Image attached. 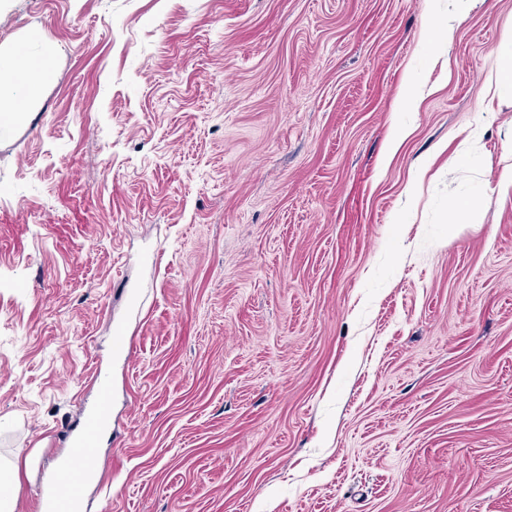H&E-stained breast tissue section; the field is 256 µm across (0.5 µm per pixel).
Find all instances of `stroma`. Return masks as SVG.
Wrapping results in <instances>:
<instances>
[{
    "label": "stroma",
    "mask_w": 512,
    "mask_h": 512,
    "mask_svg": "<svg viewBox=\"0 0 512 512\" xmlns=\"http://www.w3.org/2000/svg\"><path fill=\"white\" fill-rule=\"evenodd\" d=\"M431 14L448 0H0V44L58 48L0 139L15 512H41L101 373L85 512H512V0L429 51ZM497 57L495 80L503 86L512 88V29L504 30L498 50L494 53Z\"/></svg>",
    "instance_id": "35a3bbf8"
}]
</instances>
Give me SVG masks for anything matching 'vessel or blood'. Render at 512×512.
<instances>
[{
    "instance_id": "b4317fda",
    "label": "vessel or blood",
    "mask_w": 512,
    "mask_h": 512,
    "mask_svg": "<svg viewBox=\"0 0 512 512\" xmlns=\"http://www.w3.org/2000/svg\"><path fill=\"white\" fill-rule=\"evenodd\" d=\"M111 404V383L99 378L97 400L84 416L82 439L74 461L62 477L40 491L46 512H75V504L83 495L86 474L97 468L95 436L108 424Z\"/></svg>"
}]
</instances>
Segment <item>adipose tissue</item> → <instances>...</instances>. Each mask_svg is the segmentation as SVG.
I'll use <instances>...</instances> for the list:
<instances>
[{"instance_id":"adipose-tissue-1","label":"adipose tissue","mask_w":512,"mask_h":512,"mask_svg":"<svg viewBox=\"0 0 512 512\" xmlns=\"http://www.w3.org/2000/svg\"><path fill=\"white\" fill-rule=\"evenodd\" d=\"M56 46L40 31L19 43L0 45V138L10 135L25 109L55 76Z\"/></svg>"}]
</instances>
